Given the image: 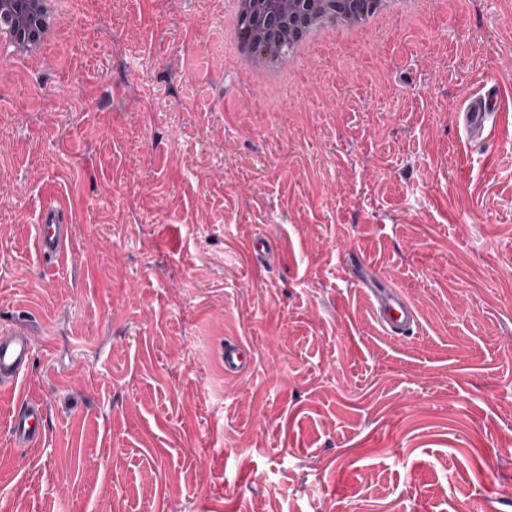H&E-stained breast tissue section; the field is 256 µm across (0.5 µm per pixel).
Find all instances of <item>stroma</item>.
Here are the masks:
<instances>
[{
    "label": "stroma",
    "instance_id": "obj_1",
    "mask_svg": "<svg viewBox=\"0 0 512 512\" xmlns=\"http://www.w3.org/2000/svg\"><path fill=\"white\" fill-rule=\"evenodd\" d=\"M65 8L45 62L0 69V331L37 345L0 392V512H512V122L457 118L483 83L512 113V0H433L282 100L208 0ZM359 261L414 335L383 334ZM26 396L46 435L20 448ZM35 234L36 250L46 258L63 256L70 241L72 224L59 201L44 204L39 212ZM44 415V405L40 401L25 399L9 422V434L13 442L20 447L37 444L44 433Z\"/></svg>",
    "mask_w": 512,
    "mask_h": 512
}]
</instances>
